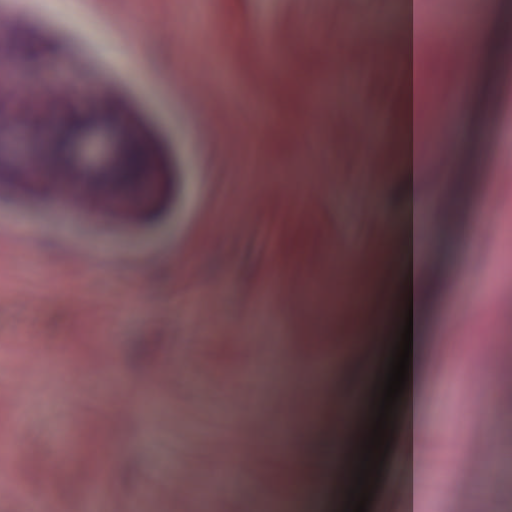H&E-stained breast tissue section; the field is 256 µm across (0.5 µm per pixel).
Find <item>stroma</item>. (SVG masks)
Instances as JSON below:
<instances>
[{
	"label": "stroma",
	"mask_w": 512,
	"mask_h": 512,
	"mask_svg": "<svg viewBox=\"0 0 512 512\" xmlns=\"http://www.w3.org/2000/svg\"><path fill=\"white\" fill-rule=\"evenodd\" d=\"M398 0H77L44 15L27 0H0V135H21L25 152L0 163V419L17 422L14 478L50 489L66 512H281L252 492L279 470L284 432L325 434L290 394L308 383L311 361L336 352L314 335L300 262L318 261L329 291L346 288L376 244L375 222L399 220L396 168L372 191L359 148L356 104L373 127L367 143L396 144L401 85L391 75L379 24ZM484 0H424L428 27L454 21L465 34ZM497 53L465 66V85L445 70L424 92L425 120L447 124L448 96L482 101L458 114L462 141L448 164L460 207L449 215L433 184L426 209L427 251L439 286L425 325L422 410L431 482L455 481L443 454L461 445L462 470L512 487V372L487 377L490 338H512V186L487 201L490 169L506 159L512 127V0H498ZM306 14L344 38L354 20L359 49L334 56L324 36L304 37ZM283 60H304L296 93L252 67L263 43ZM100 102L115 144L136 140L147 153L149 192L88 175L42 138ZM270 112L272 124L256 115ZM314 194L310 218L296 205ZM91 304L90 318L77 307ZM270 352L254 351L255 334ZM193 359H184L185 349ZM392 351L376 341L364 373L349 383L348 429L372 425L367 403ZM224 378L223 390L212 386ZM250 423L241 440L237 419ZM500 447L489 456L482 449ZM262 460L238 476L242 456ZM187 459L193 483L152 492V476ZM223 465L232 492L207 495Z\"/></svg>",
	"instance_id": "stroma-1"
}]
</instances>
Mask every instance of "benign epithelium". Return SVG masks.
I'll use <instances>...</instances> for the list:
<instances>
[{"mask_svg": "<svg viewBox=\"0 0 512 512\" xmlns=\"http://www.w3.org/2000/svg\"><path fill=\"white\" fill-rule=\"evenodd\" d=\"M104 122V113H87L85 119L74 123V128L69 131V139L63 142V146L71 151L74 158L105 178H112V170L117 168L133 184L144 186L140 165H148L147 155L133 140L125 142L118 154H112L111 143L103 130L99 129Z\"/></svg>", "mask_w": 512, "mask_h": 512, "instance_id": "7a95c632", "label": "benign epithelium"}]
</instances>
